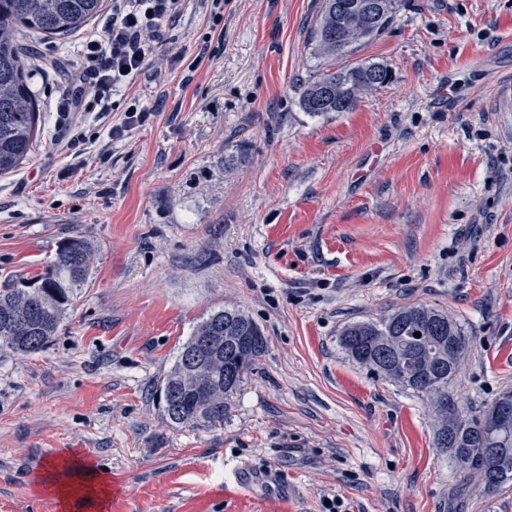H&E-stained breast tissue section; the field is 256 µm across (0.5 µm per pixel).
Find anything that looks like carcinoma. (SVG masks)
I'll return each instance as SVG.
<instances>
[{
    "label": "carcinoma",
    "instance_id": "obj_1",
    "mask_svg": "<svg viewBox=\"0 0 512 512\" xmlns=\"http://www.w3.org/2000/svg\"><path fill=\"white\" fill-rule=\"evenodd\" d=\"M102 7L103 0H0V174L18 170L28 159L38 129L37 101L18 29L65 37L87 25ZM393 19L392 11L373 16L366 41L382 35ZM313 42L319 69L299 95V105L309 115L323 117L337 110H352L358 90L371 79L373 71L386 77L380 86L390 83V70L381 63L336 68V60L355 51L353 46L336 42V0H323ZM338 74L343 78L345 105L340 109L317 107L320 86L336 80ZM95 259L94 245L73 237L57 248L54 259L32 285L0 289V358L30 356L45 349L64 326L76 291L90 277ZM416 332L421 336L414 337ZM237 336H257L259 342L250 353L243 354L236 348ZM207 342L222 344V355L209 380L203 381L186 372L184 356L188 349ZM338 344L371 374L426 400L434 446L461 476L477 478L489 493L512 482V428L505 434H475L477 415L453 390L471 339L447 313L423 304L405 306L375 320L347 325L338 336ZM265 347L262 330L241 310L209 314L193 329L172 367L157 383L166 418L175 424L201 415L224 418V398L240 388ZM486 448H501L503 452L488 459Z\"/></svg>",
    "mask_w": 512,
    "mask_h": 512
}]
</instances>
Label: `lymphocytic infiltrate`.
Returning <instances> with one entry per match:
<instances>
[{"instance_id":"lymphocytic-infiltrate-1","label":"lymphocytic infiltrate","mask_w":512,"mask_h":512,"mask_svg":"<svg viewBox=\"0 0 512 512\" xmlns=\"http://www.w3.org/2000/svg\"><path fill=\"white\" fill-rule=\"evenodd\" d=\"M182 0H113L112 18L102 30L85 33L82 42L92 64L63 90L64 109L80 111L86 97L105 101L108 92L143 73L160 80L161 69H150L154 44L181 13Z\"/></svg>"}]
</instances>
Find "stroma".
Returning a JSON list of instances; mask_svg holds the SVG:
<instances>
[{"label": "stroma", "instance_id": "obj_1", "mask_svg": "<svg viewBox=\"0 0 512 512\" xmlns=\"http://www.w3.org/2000/svg\"><path fill=\"white\" fill-rule=\"evenodd\" d=\"M322 0H185L137 79L66 118L77 35L22 38L40 113L0 175V288L60 243L97 249L58 336L0 360V512H58L34 479L73 451L121 492L109 512H512L435 449L425 403L348 359L349 323L424 304L471 337L455 387L512 388V0H401L349 64L387 65L355 110L313 117ZM146 120L109 131L129 108ZM72 140L71 155L58 153ZM85 162L69 172L72 155ZM237 307L266 348L223 420L166 419L156 383L211 311Z\"/></svg>", "mask_w": 512, "mask_h": 512}]
</instances>
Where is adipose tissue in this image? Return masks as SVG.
<instances>
[{
  "mask_svg": "<svg viewBox=\"0 0 512 512\" xmlns=\"http://www.w3.org/2000/svg\"><path fill=\"white\" fill-rule=\"evenodd\" d=\"M36 488L50 495L60 512H73L78 505L85 512H106L112 496L111 478L73 453L63 456L52 471L42 475Z\"/></svg>",
  "mask_w": 512,
  "mask_h": 512,
  "instance_id": "1",
  "label": "adipose tissue"
}]
</instances>
